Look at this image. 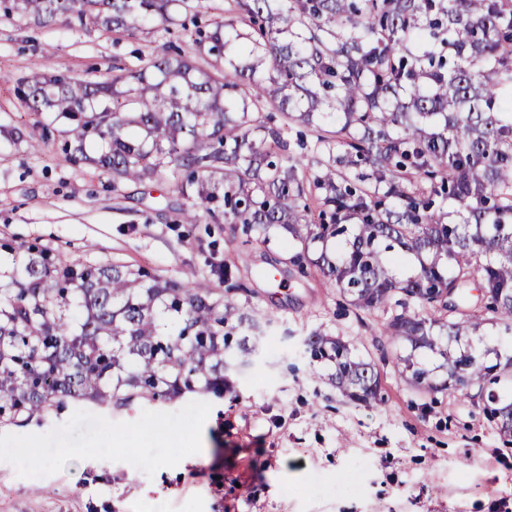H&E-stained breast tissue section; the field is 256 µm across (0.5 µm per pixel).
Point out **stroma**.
<instances>
[{
  "instance_id": "stroma-1",
  "label": "stroma",
  "mask_w": 512,
  "mask_h": 512,
  "mask_svg": "<svg viewBox=\"0 0 512 512\" xmlns=\"http://www.w3.org/2000/svg\"><path fill=\"white\" fill-rule=\"evenodd\" d=\"M166 41L192 48L177 29L115 35L67 15L38 25L0 12V243L174 280L206 273L219 254L261 338L223 399L70 404L0 426V512H512V442L481 398L433 393L400 373L404 349L381 334L387 313L347 305L277 242L182 223L188 202L174 176L116 188L94 165L68 161L64 123L34 145L38 116L16 95L20 77L42 66L100 81ZM316 330L375 363L378 406L349 401L328 365L304 359Z\"/></svg>"
}]
</instances>
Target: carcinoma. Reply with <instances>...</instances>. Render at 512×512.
Wrapping results in <instances>:
<instances>
[{
    "label": "carcinoma",
    "mask_w": 512,
    "mask_h": 512,
    "mask_svg": "<svg viewBox=\"0 0 512 512\" xmlns=\"http://www.w3.org/2000/svg\"><path fill=\"white\" fill-rule=\"evenodd\" d=\"M205 0H0V8L48 24L132 31L158 20L187 30ZM235 18L195 26V51L233 67L215 74L156 47L135 68L90 82L39 70L20 79L33 112L68 122L69 160L87 159L112 183L181 176L185 224H239L271 241L288 233L290 262L331 277L358 310L388 309L382 335L410 347L399 358L416 386L464 392L512 376L502 357L471 337L488 325L512 332V0H235ZM258 28V36L237 22ZM265 108L284 125L257 126ZM294 124L317 132L302 160L285 139ZM413 256L416 274L396 275ZM212 279L178 281L121 264L64 260L35 247L0 263V424L25 423L70 399L122 407L136 396L176 402L221 395L236 353L241 290L224 261ZM478 279L482 305L460 310ZM453 288V296L448 289ZM450 311L441 321L408 301ZM443 359L435 378L416 358ZM310 358L334 367L349 400L382 401L375 364L318 331ZM487 410L512 439V402L488 392Z\"/></svg>",
    "instance_id": "carcinoma-1"
}]
</instances>
